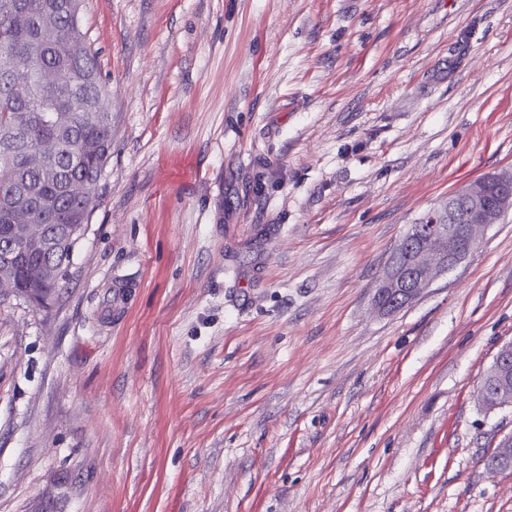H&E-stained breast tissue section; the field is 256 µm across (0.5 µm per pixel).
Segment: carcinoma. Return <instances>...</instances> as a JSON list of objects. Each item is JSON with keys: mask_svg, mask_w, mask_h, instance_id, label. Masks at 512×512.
Instances as JSON below:
<instances>
[{"mask_svg": "<svg viewBox=\"0 0 512 512\" xmlns=\"http://www.w3.org/2000/svg\"><path fill=\"white\" fill-rule=\"evenodd\" d=\"M71 0H0V244L33 226L59 246L57 255L27 254L1 266L17 288L57 296L71 277L73 249L85 213L98 200L96 179L112 155L107 91ZM52 70L58 78L45 82ZM57 265L50 278L44 269Z\"/></svg>", "mask_w": 512, "mask_h": 512, "instance_id": "cac0c4a2", "label": "carcinoma"}]
</instances>
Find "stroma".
I'll return each mask as SVG.
<instances>
[{
    "instance_id": "1",
    "label": "stroma",
    "mask_w": 512,
    "mask_h": 512,
    "mask_svg": "<svg viewBox=\"0 0 512 512\" xmlns=\"http://www.w3.org/2000/svg\"><path fill=\"white\" fill-rule=\"evenodd\" d=\"M112 157L0 303V512H512V209L400 311L411 224L512 173V0H84ZM512 365V343L502 347L498 352L492 366L496 379L490 391L479 389L477 399L487 410L494 411L512 407V376L509 366Z\"/></svg>"
}]
</instances>
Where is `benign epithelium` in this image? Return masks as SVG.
Instances as JSON below:
<instances>
[{
    "instance_id": "1",
    "label": "benign epithelium",
    "mask_w": 512,
    "mask_h": 512,
    "mask_svg": "<svg viewBox=\"0 0 512 512\" xmlns=\"http://www.w3.org/2000/svg\"><path fill=\"white\" fill-rule=\"evenodd\" d=\"M499 192L489 198V181L482 178L456 191L434 213L442 223L428 229L415 226L402 238L379 276L373 295L376 310L389 315L411 303L441 274L455 268L479 244L480 229L496 224L512 209V173L498 174ZM512 343L498 352L492 389H479L477 399L488 411L512 407Z\"/></svg>"
}]
</instances>
